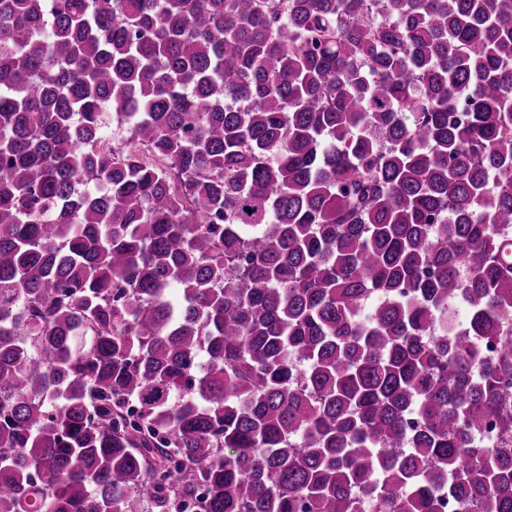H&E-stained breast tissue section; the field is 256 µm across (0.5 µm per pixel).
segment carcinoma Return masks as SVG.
I'll return each mask as SVG.
<instances>
[{
  "label": "carcinoma",
  "instance_id": "carcinoma-1",
  "mask_svg": "<svg viewBox=\"0 0 512 512\" xmlns=\"http://www.w3.org/2000/svg\"><path fill=\"white\" fill-rule=\"evenodd\" d=\"M190 501L512 512V0H0V512Z\"/></svg>",
  "mask_w": 512,
  "mask_h": 512
}]
</instances>
